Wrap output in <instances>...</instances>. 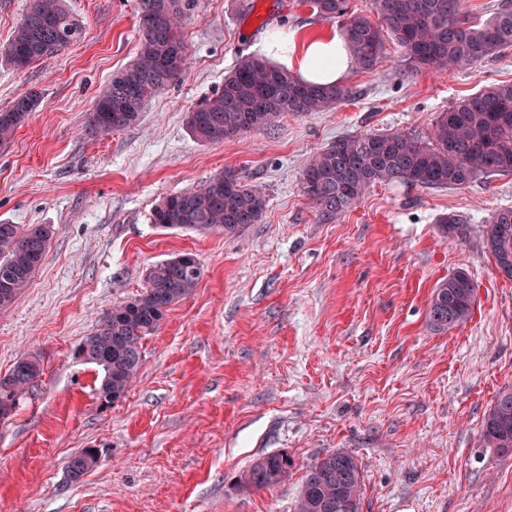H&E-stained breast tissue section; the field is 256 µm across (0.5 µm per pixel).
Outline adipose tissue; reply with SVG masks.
<instances>
[{
    "label": "adipose tissue",
    "mask_w": 512,
    "mask_h": 512,
    "mask_svg": "<svg viewBox=\"0 0 512 512\" xmlns=\"http://www.w3.org/2000/svg\"><path fill=\"white\" fill-rule=\"evenodd\" d=\"M263 52L284 69L297 72L310 83L341 84L351 69L345 42L336 34L304 45L271 39L264 44Z\"/></svg>",
    "instance_id": "adipose-tissue-1"
}]
</instances>
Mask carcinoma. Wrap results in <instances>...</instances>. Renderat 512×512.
<instances>
[{
  "label": "carcinoma",
  "mask_w": 512,
  "mask_h": 512,
  "mask_svg": "<svg viewBox=\"0 0 512 512\" xmlns=\"http://www.w3.org/2000/svg\"><path fill=\"white\" fill-rule=\"evenodd\" d=\"M316 17L338 23L354 66L370 71L390 38L401 49L404 72L472 68L512 48V6L506 3L486 21L472 24L462 0H374L377 19L349 10L348 0H303ZM183 0H141L136 58L112 77L96 100L91 127L106 135L136 123L148 99L185 70L186 49L180 35ZM81 25L63 0H29L9 46L25 69L51 58L78 41ZM343 85L319 86L252 54L240 57L224 77L222 90L187 116L191 134L202 143H220L276 125L288 112H321L349 97ZM38 104L28 91L0 111V142L14 137ZM512 175V83H491L440 113L428 139L408 133L360 134L337 139L314 155L302 172L304 195L324 224L352 210L378 184L408 188H462L483 177ZM264 193L226 170L199 191L165 197L151 213L164 229L234 236L259 223L266 210ZM445 237L465 241L471 225L459 214L439 218ZM50 227L0 224V309L10 307L30 285L49 246ZM483 245L495 266L508 265L512 279V208L495 211L482 229ZM202 276L195 254L183 252L150 269L144 293L107 310L97 329L79 344L86 362L104 372L98 399L110 406L123 399L142 363V340L159 330L170 307L188 295ZM477 296L474 280L459 270L435 290L429 326L446 332L471 315ZM42 374L41 360L23 356L0 376V406L17 399ZM485 448L512 451V387L502 389L484 416ZM294 467L285 451L256 460L240 485L273 488ZM362 474L345 450L331 452L307 466L295 512H359Z\"/></svg>",
  "instance_id": "obj_1"
}]
</instances>
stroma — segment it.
Masks as SVG:
<instances>
[{
  "instance_id": "stroma-1",
  "label": "stroma",
  "mask_w": 512,
  "mask_h": 512,
  "mask_svg": "<svg viewBox=\"0 0 512 512\" xmlns=\"http://www.w3.org/2000/svg\"><path fill=\"white\" fill-rule=\"evenodd\" d=\"M253 3L184 0L185 70L105 138L87 132L88 117L136 57L139 0H66L79 42L23 70L0 60V110L39 96L0 142V223L52 230L29 287L0 310V375L28 354L43 366L0 422V512H293L307 465L337 450L361 467L359 512H512V453L479 444L486 411L512 386V280L481 239L494 211L512 207V176L449 190L378 184L329 224L302 188L307 161L336 139L425 136L458 99L512 82V50L406 77L390 42L329 110L201 143L187 114L241 56L280 32L301 43L338 30L301 0ZM227 169L264 192L260 223L233 237L152 224L164 197ZM450 212L471 224L468 240L439 233ZM181 252L198 257L201 279L144 339L125 399L100 409L103 371L75 349ZM460 270L477 285L471 316L434 331V291ZM84 448L98 464L70 481L67 462ZM277 451L295 459L283 483L239 486Z\"/></svg>"
}]
</instances>
